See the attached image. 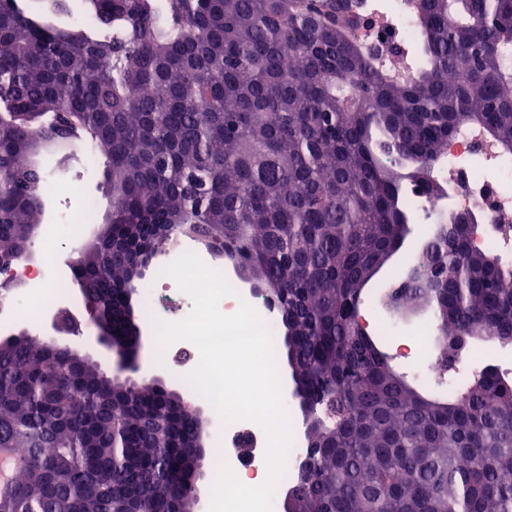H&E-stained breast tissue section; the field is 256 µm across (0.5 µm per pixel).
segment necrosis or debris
<instances>
[{
	"label": "necrosis or debris",
	"mask_w": 512,
	"mask_h": 512,
	"mask_svg": "<svg viewBox=\"0 0 512 512\" xmlns=\"http://www.w3.org/2000/svg\"><path fill=\"white\" fill-rule=\"evenodd\" d=\"M410 2L364 0L361 12L369 25L362 30V37L372 44L393 38L405 44L413 43L420 30V20ZM438 169L448 195L430 198L419 189H411L415 223L430 227L453 212L468 211L483 226L477 239L479 246L493 248L512 243V155L503 153L480 129L465 127L449 142ZM7 276L21 285L12 300L15 313H22L28 307L26 288L35 279L48 281L53 301L68 303L76 309L83 306L82 299L71 293L66 279L50 278L48 263L20 260L11 265ZM165 291L174 300L175 319H183L190 313V297L177 288L173 278L159 273L141 289L148 306V321L164 318L159 301ZM211 422L216 456L227 462L234 473L254 476L265 469L267 439L258 424L243 420L226 425L216 414Z\"/></svg>",
	"instance_id": "1"
}]
</instances>
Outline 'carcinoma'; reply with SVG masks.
<instances>
[{
  "mask_svg": "<svg viewBox=\"0 0 512 512\" xmlns=\"http://www.w3.org/2000/svg\"><path fill=\"white\" fill-rule=\"evenodd\" d=\"M71 2L0 0V266L29 257L43 222L38 157L62 167L86 143L110 209L73 273L120 357L139 268L182 236L271 295L319 443L291 512H512V374L426 395L358 321L411 233L408 188L444 192L436 162L460 125L512 155V0H419L418 39L393 53L357 36L359 0H81L87 29L65 21ZM450 223L380 293L393 316L432 314L444 368L456 340L512 347V260L475 246L472 214ZM203 434L178 389L28 328L0 338L15 462L0 512H196Z\"/></svg>",
  "mask_w": 512,
  "mask_h": 512,
  "instance_id": "obj_1",
  "label": "carcinoma"
}]
</instances>
